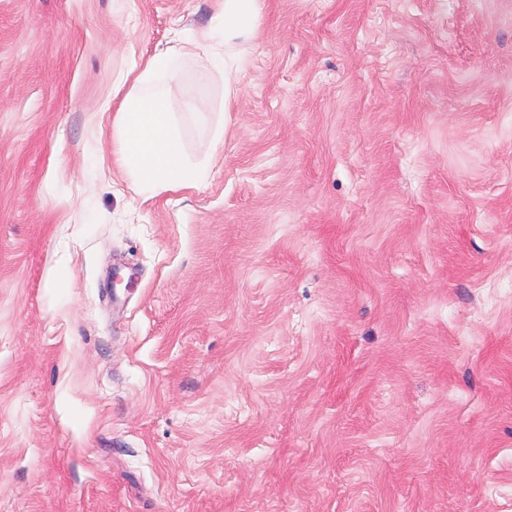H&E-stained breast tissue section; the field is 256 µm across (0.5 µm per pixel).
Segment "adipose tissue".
I'll use <instances>...</instances> for the list:
<instances>
[{
    "label": "adipose tissue",
    "instance_id": "adipose-tissue-1",
    "mask_svg": "<svg viewBox=\"0 0 512 512\" xmlns=\"http://www.w3.org/2000/svg\"><path fill=\"white\" fill-rule=\"evenodd\" d=\"M260 0H224L214 25L200 40L204 55L224 80L225 98L237 89L230 73L239 64L233 41L245 34L260 17ZM185 65L184 52L172 49L154 53L133 78L112 120V137L117 144V162L124 176L150 199L175 187L205 185L212 171V158L189 154L186 124L211 132L212 145L224 142L226 120L190 103L186 115L171 112L163 95L148 93L158 78L173 79Z\"/></svg>",
    "mask_w": 512,
    "mask_h": 512
}]
</instances>
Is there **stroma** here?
<instances>
[{
	"instance_id": "35a3bbf8",
	"label": "stroma",
	"mask_w": 512,
	"mask_h": 512,
	"mask_svg": "<svg viewBox=\"0 0 512 512\" xmlns=\"http://www.w3.org/2000/svg\"><path fill=\"white\" fill-rule=\"evenodd\" d=\"M219 7L0 0V512H512V0H263L142 199L115 87Z\"/></svg>"
}]
</instances>
